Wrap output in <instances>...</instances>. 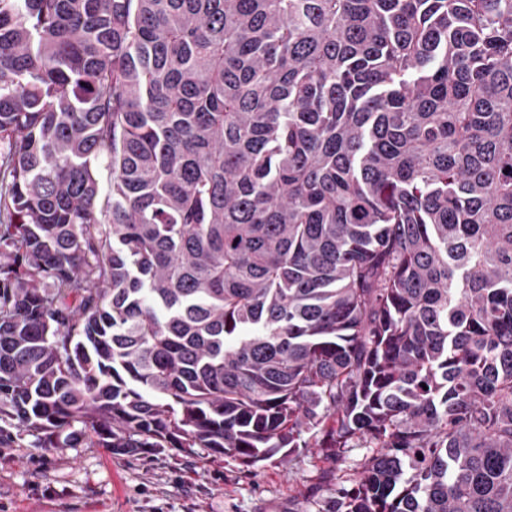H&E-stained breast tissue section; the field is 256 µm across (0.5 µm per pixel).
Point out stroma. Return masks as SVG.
Listing matches in <instances>:
<instances>
[{"mask_svg": "<svg viewBox=\"0 0 512 512\" xmlns=\"http://www.w3.org/2000/svg\"><path fill=\"white\" fill-rule=\"evenodd\" d=\"M336 475L316 453L246 468L203 451L39 448L17 434L0 445V512H308Z\"/></svg>", "mask_w": 512, "mask_h": 512, "instance_id": "35a3bbf8", "label": "stroma"}]
</instances>
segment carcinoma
<instances>
[{
  "mask_svg": "<svg viewBox=\"0 0 512 512\" xmlns=\"http://www.w3.org/2000/svg\"><path fill=\"white\" fill-rule=\"evenodd\" d=\"M2 143L0 434L512 512V0H0Z\"/></svg>",
  "mask_w": 512,
  "mask_h": 512,
  "instance_id": "obj_1",
  "label": "carcinoma"
}]
</instances>
